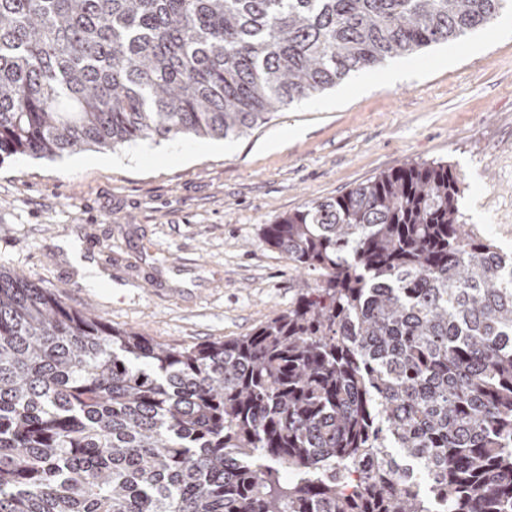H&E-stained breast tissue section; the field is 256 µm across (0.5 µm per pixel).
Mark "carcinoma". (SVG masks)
Here are the masks:
<instances>
[{
    "label": "carcinoma",
    "instance_id": "cac0c4a2",
    "mask_svg": "<svg viewBox=\"0 0 512 512\" xmlns=\"http://www.w3.org/2000/svg\"><path fill=\"white\" fill-rule=\"evenodd\" d=\"M512 0H0V161L248 134ZM410 161L265 224L308 277L168 345L0 270V512H512V254Z\"/></svg>",
    "mask_w": 512,
    "mask_h": 512
}]
</instances>
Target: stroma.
Masks as SVG:
<instances>
[{
	"instance_id": "1",
	"label": "stroma",
	"mask_w": 512,
	"mask_h": 512,
	"mask_svg": "<svg viewBox=\"0 0 512 512\" xmlns=\"http://www.w3.org/2000/svg\"><path fill=\"white\" fill-rule=\"evenodd\" d=\"M408 73L396 82L397 70ZM301 137L282 142L289 129ZM142 140L0 163V268L71 307L155 341L245 336L307 284L261 239L304 203L339 196L409 161L443 160L465 223L512 251V36L459 42L351 73L251 133ZM189 159L171 156L173 146ZM101 243L95 282L76 267Z\"/></svg>"
}]
</instances>
